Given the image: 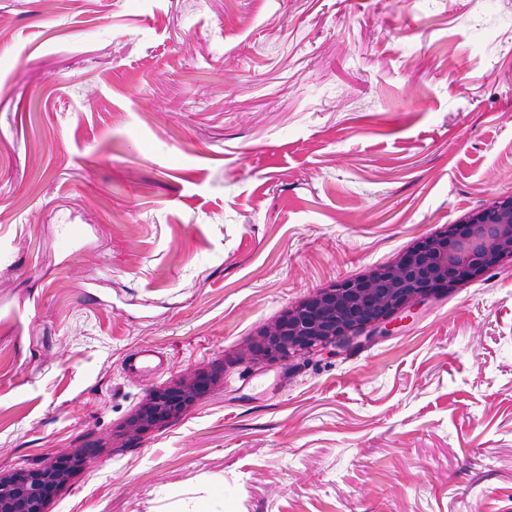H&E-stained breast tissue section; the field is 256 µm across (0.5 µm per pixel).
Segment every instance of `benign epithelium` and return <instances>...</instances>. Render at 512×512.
<instances>
[{"mask_svg":"<svg viewBox=\"0 0 512 512\" xmlns=\"http://www.w3.org/2000/svg\"><path fill=\"white\" fill-rule=\"evenodd\" d=\"M512 258V195L443 232L417 242L393 264L317 290L264 328L251 347L254 359L286 360L365 331L388 326L431 297L449 292ZM220 382L196 370L150 392L126 423L139 434L176 419ZM80 454L43 465L0 470V512H48L53 498L82 469Z\"/></svg>","mask_w":512,"mask_h":512,"instance_id":"obj_1","label":"benign epithelium"}]
</instances>
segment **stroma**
<instances>
[{
  "instance_id": "1",
  "label": "stroma",
  "mask_w": 512,
  "mask_h": 512,
  "mask_svg": "<svg viewBox=\"0 0 512 512\" xmlns=\"http://www.w3.org/2000/svg\"><path fill=\"white\" fill-rule=\"evenodd\" d=\"M508 194L512 0H0V469L83 454L49 512H512V260L250 353ZM220 382L218 375L196 370L150 392L126 423L129 434H139L176 419Z\"/></svg>"
}]
</instances>
